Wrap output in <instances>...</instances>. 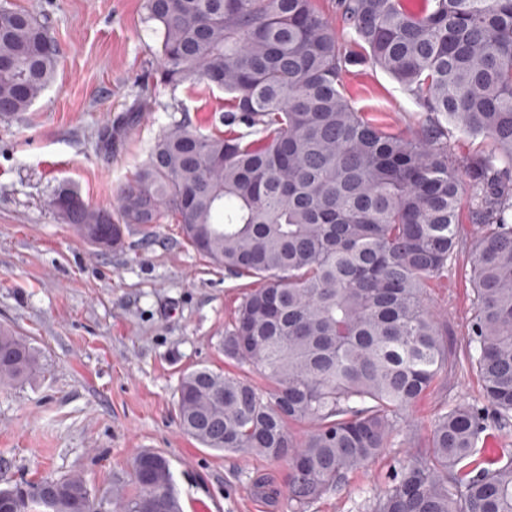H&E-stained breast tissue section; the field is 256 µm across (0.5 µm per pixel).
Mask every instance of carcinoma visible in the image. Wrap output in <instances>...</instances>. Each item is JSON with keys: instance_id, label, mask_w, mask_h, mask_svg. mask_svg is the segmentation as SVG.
I'll return each mask as SVG.
<instances>
[{"instance_id": "cac0c4a2", "label": "carcinoma", "mask_w": 512, "mask_h": 512, "mask_svg": "<svg viewBox=\"0 0 512 512\" xmlns=\"http://www.w3.org/2000/svg\"><path fill=\"white\" fill-rule=\"evenodd\" d=\"M158 24L156 83L224 91L225 124L258 138L206 136L188 120L158 138L117 210L68 187L50 205L89 244L167 215L213 264L255 278L221 340L237 372L207 366L180 379L175 414L204 447L288 460L292 512L363 470L400 430L448 362V329L427 288L467 257L473 289L468 358L487 407L437 414L428 447L408 451L371 512H512V456L472 460L489 416L512 417V0H336L348 53L312 0H146ZM369 62L416 100L423 120L395 134L356 109L348 67ZM46 16L0 3V116L26 112L57 76ZM490 141L458 163L448 127ZM468 199L470 235L461 234ZM31 344L0 326V385L34 376ZM264 376L259 389L245 371ZM309 424L303 438L292 429ZM155 462L150 483L137 461ZM132 490L113 512H182L166 456L132 462ZM28 494L0 489L8 512H89L79 476Z\"/></svg>"}]
</instances>
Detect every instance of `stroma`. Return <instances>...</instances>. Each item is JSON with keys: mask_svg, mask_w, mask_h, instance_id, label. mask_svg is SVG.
Instances as JSON below:
<instances>
[{"mask_svg": "<svg viewBox=\"0 0 512 512\" xmlns=\"http://www.w3.org/2000/svg\"><path fill=\"white\" fill-rule=\"evenodd\" d=\"M47 15L60 50L57 78L28 112L0 117V324L40 352L32 378L0 387V488L78 475L96 498L128 488L134 456L168 458L183 512H291L288 498L257 496L256 476L284 487L288 464L205 448L179 429L183 373L231 369L220 342L252 278L213 265L179 224H134L117 251H99L49 207L65 185L91 205L118 193L173 123L222 133L224 95L194 83L157 85L159 37L145 0H13ZM354 106L389 131L417 129L421 110L390 75L350 67ZM464 259L427 290L448 324L452 361L367 470L308 504L306 512H370L409 448H423L437 413L482 403L468 360L471 285Z\"/></svg>", "mask_w": 512, "mask_h": 512, "instance_id": "1", "label": "stroma"}]
</instances>
